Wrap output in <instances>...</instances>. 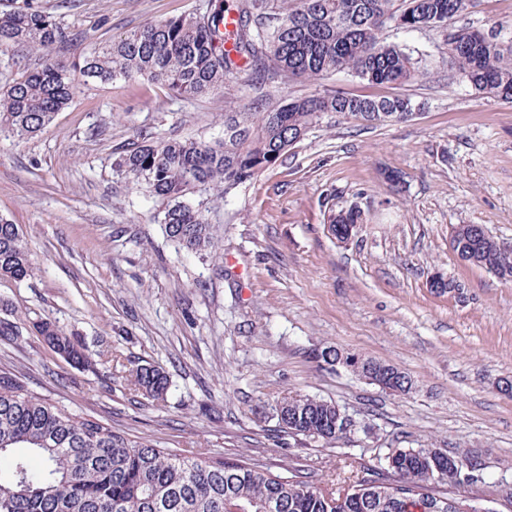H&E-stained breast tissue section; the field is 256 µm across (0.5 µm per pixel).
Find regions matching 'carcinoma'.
Listing matches in <instances>:
<instances>
[{"label": "carcinoma", "mask_w": 512, "mask_h": 512, "mask_svg": "<svg viewBox=\"0 0 512 512\" xmlns=\"http://www.w3.org/2000/svg\"><path fill=\"white\" fill-rule=\"evenodd\" d=\"M470 0H206L203 11L147 22L67 64L46 60L0 91V131L24 141L65 110L91 83L141 77L177 95L222 92L252 71L264 80H317L348 72L371 85L403 86L424 69L385 30L446 32L448 67L472 89L512 102V44L498 25L484 32L448 26ZM70 40V31L39 4L0 10V51L21 47L47 55ZM231 49H225V44ZM415 104L402 95L372 98L335 91L287 98L273 106L261 95L247 107L224 113V139H161L128 148L114 160L116 172L162 203L167 237L195 253L217 254L218 229L204 201L189 194L228 197L274 166L328 114L372 125L403 121ZM362 222L355 208L333 213L336 239L349 238ZM456 248L470 263L512 280V256H504L478 224L453 227ZM38 264L20 228L0 218V278L25 280ZM56 354L74 366L91 364L88 350L49 320L32 322ZM21 326L0 319V340L12 342ZM352 372L367 378L376 361L346 355ZM130 390L152 400L166 396L170 381L159 366L129 370ZM277 431L322 440L347 438L345 411L306 394L282 398L273 408ZM482 480L478 463L436 448H393L354 476L343 502L301 470L289 477L254 459L173 453L148 440H132L111 426L56 405L31 391L23 378L0 369V512H484L448 496L417 476L434 465Z\"/></svg>", "instance_id": "cac0c4a2"}]
</instances>
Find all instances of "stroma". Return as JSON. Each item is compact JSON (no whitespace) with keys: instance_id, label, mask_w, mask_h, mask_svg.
Instances as JSON below:
<instances>
[{"instance_id":"1","label":"stroma","mask_w":512,"mask_h":512,"mask_svg":"<svg viewBox=\"0 0 512 512\" xmlns=\"http://www.w3.org/2000/svg\"><path fill=\"white\" fill-rule=\"evenodd\" d=\"M80 39L51 59L77 60L96 43L147 21L196 12L204 0H40ZM391 41L434 61L393 88L340 72L324 78L240 80L230 93L184 98L135 77L82 88L24 142L0 135V216L17 224L39 264L35 277L0 279V318H43L120 363L79 368L23 328L0 341V369L35 393L177 453L204 449L298 466L333 492L339 469L376 465L393 448L465 451L483 479L452 488L487 512H512V282L461 261L457 224L512 243V102L447 74L434 30L390 31ZM342 90L411 97L406 122L369 125L328 115L276 165L224 200H210L219 258L180 249L158 219L159 201L116 173L117 152L158 137L224 136V111L260 95L278 101ZM398 172L393 193L382 171ZM358 206L344 242L329 210ZM458 295L428 286L434 273ZM392 364L411 376L393 394L324 362L321 352ZM169 374L165 400L134 395L125 367ZM338 404L358 424L329 446L278 437L272 407L294 394Z\"/></svg>"}]
</instances>
